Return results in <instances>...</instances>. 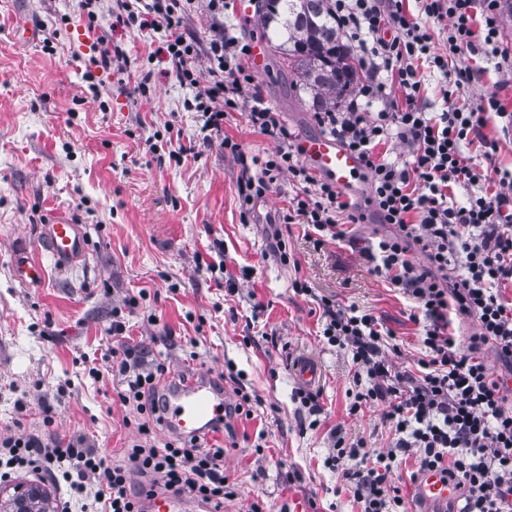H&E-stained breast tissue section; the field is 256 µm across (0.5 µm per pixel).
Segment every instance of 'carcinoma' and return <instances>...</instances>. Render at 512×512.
<instances>
[{"instance_id": "carcinoma-1", "label": "carcinoma", "mask_w": 512, "mask_h": 512, "mask_svg": "<svg viewBox=\"0 0 512 512\" xmlns=\"http://www.w3.org/2000/svg\"><path fill=\"white\" fill-rule=\"evenodd\" d=\"M265 10L283 16L288 37L278 52L314 92V107L326 110L353 89L357 70L339 44L327 0H266Z\"/></svg>"}]
</instances>
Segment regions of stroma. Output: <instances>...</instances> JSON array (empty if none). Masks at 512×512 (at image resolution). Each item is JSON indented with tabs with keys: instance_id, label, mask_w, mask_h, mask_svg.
Here are the masks:
<instances>
[{
	"instance_id": "obj_1",
	"label": "stroma",
	"mask_w": 512,
	"mask_h": 512,
	"mask_svg": "<svg viewBox=\"0 0 512 512\" xmlns=\"http://www.w3.org/2000/svg\"><path fill=\"white\" fill-rule=\"evenodd\" d=\"M98 14L91 26L80 0H0V435L36 434L63 447L81 434L107 462L123 463L137 435L136 412L120 401L118 377L88 374L91 361L111 354L107 329L117 316L126 343L164 363L169 377L221 372L225 392L239 384L257 395L251 416H229L223 432L208 438L223 446L224 474L239 489L224 512H243L256 499L268 512H357L341 472L325 465L329 432L339 428L370 451L387 450L394 434L387 405L349 415L357 391L351 356L324 342L315 298L374 314L398 346L393 365L416 369L425 349L413 304L373 275L361 252L389 226L370 219L355 227L354 242L316 248L304 225H280L296 259L281 264L269 224L293 186L273 185L241 216L239 169L225 157L222 136L202 131L198 113L184 106L193 89L155 53L164 30L123 26L110 0H99ZM224 21L269 48L258 78L263 100L297 140L319 134L311 92L274 51L287 37L282 24L261 16L243 24L231 10ZM108 39L126 51L119 67L94 64ZM465 66L474 80L449 97L444 78L420 67L429 111L494 96L512 112V85L496 58L465 52L448 59L449 69ZM88 71L96 89L83 78ZM144 77L150 91L143 95ZM484 132L496 149L471 148L475 162L512 172V136L496 114H486ZM176 135L187 148L179 161L169 156ZM56 220L83 226L86 259L63 273L48 269L40 287L22 285L14 253L24 248L43 258L40 227ZM200 254L213 271L198 269ZM297 279L314 297L295 294ZM129 297L136 300L130 307ZM300 361L319 373L316 428L295 398Z\"/></svg>"
}]
</instances>
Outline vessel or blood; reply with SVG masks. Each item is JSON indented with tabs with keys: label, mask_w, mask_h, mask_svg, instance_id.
Returning a JSON list of instances; mask_svg holds the SVG:
<instances>
[{
	"label": "vessel or blood",
	"mask_w": 512,
	"mask_h": 512,
	"mask_svg": "<svg viewBox=\"0 0 512 512\" xmlns=\"http://www.w3.org/2000/svg\"><path fill=\"white\" fill-rule=\"evenodd\" d=\"M301 149L312 168L330 177L338 186L353 187L362 175L358 158L338 146L334 139L325 136L306 139ZM41 243L48 256L47 262H40L25 252L15 256V276L25 285H40L45 279L46 265L63 271L87 254L81 226L69 222L44 225ZM225 406L223 391L211 383L208 375L178 378L166 388L162 424L181 435H200L223 419ZM414 492L419 502L440 504L451 499L456 488L440 473L426 471L419 475Z\"/></svg>",
	"instance_id": "obj_1"
}]
</instances>
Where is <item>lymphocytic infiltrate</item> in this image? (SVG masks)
<instances>
[{
  "mask_svg": "<svg viewBox=\"0 0 512 512\" xmlns=\"http://www.w3.org/2000/svg\"><path fill=\"white\" fill-rule=\"evenodd\" d=\"M211 37L207 45L181 31L182 0H145L134 7L123 0L129 26L165 28L159 53L171 62L177 80L194 89L191 109L204 126L222 130L230 110L247 104V122L271 139L266 158L248 155L233 137L223 140L224 154L239 168L238 198L243 213L271 185L288 179L295 188L282 221L304 224L314 246L348 237V225L375 217L392 226L390 235L370 244L364 254L374 275L387 280L415 304L423 318L425 357L414 372L396 370L384 354L389 335L372 313L337 307L319 299L322 335L327 344L348 351L355 380L364 381L349 405L358 414L376 402L388 405L386 420L396 440L384 452L331 435L328 468L341 470L359 512H402L405 498L392 475L402 463L415 472L439 471L462 492L458 512H512L511 382L485 363L483 346L512 362V174L492 178L468 153L483 143L485 110L512 132V113L497 100L488 106H451L429 111L421 94L417 63L447 72L449 54L490 46L502 68L512 71V50L499 43L498 0H485L475 14L474 0H418L419 14L404 11L398 0H328L336 27L357 53L367 74L358 94L376 100L385 83L397 84L404 104L385 102L376 112L358 101L333 112H317L316 124L337 144L356 155L369 176L364 205L346 201L335 182L317 177L302 160V150L280 112L267 106L256 78L242 65L250 46L224 24L230 0H208ZM448 24V49L438 51L434 25ZM205 57L206 71L195 68ZM469 189L467 204H457L455 187ZM425 255L416 264L410 251ZM478 330L463 336L464 320ZM126 388L119 398L139 417L137 437L125 450L128 465H105L85 436L53 448L35 435L0 437V461L10 469L30 468L64 481L72 499L92 497L99 512H143L146 500L160 491L189 494L220 512L238 489L224 474V450L202 438L156 444L165 397L158 384L167 369L146 367L133 349L113 360ZM355 461L352 469L344 461Z\"/></svg>",
  "mask_w": 512,
  "mask_h": 512,
  "instance_id": "lymphocytic-infiltrate-1",
  "label": "lymphocytic infiltrate"
}]
</instances>
